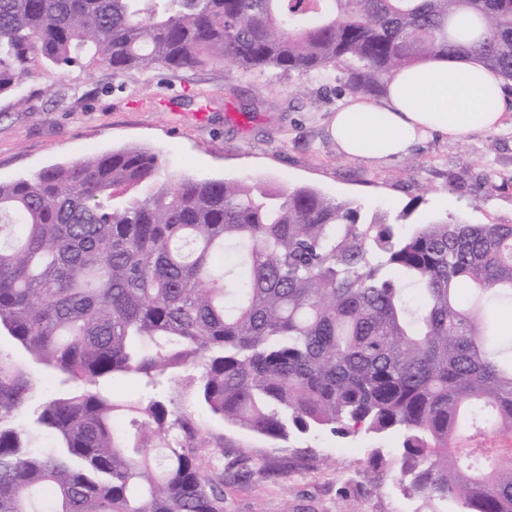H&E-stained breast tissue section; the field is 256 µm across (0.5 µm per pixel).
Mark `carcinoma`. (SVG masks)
<instances>
[{"label": "carcinoma", "instance_id": "carcinoma-1", "mask_svg": "<svg viewBox=\"0 0 512 512\" xmlns=\"http://www.w3.org/2000/svg\"><path fill=\"white\" fill-rule=\"evenodd\" d=\"M460 14L477 19L455 28ZM465 54L512 82V0H0V95L41 60L114 76L245 70L379 93ZM512 224L402 232L309 187L160 177L128 147L0 182V512H224V445L158 391L201 367L198 403L273 440L403 433L398 479L464 512H512V451L462 454L463 426L512 435ZM60 387L20 418L29 368ZM136 379L134 398L108 384Z\"/></svg>", "mask_w": 512, "mask_h": 512}]
</instances>
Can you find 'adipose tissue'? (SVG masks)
I'll return each mask as SVG.
<instances>
[{"instance_id":"obj_1","label":"adipose tissue","mask_w":512,"mask_h":512,"mask_svg":"<svg viewBox=\"0 0 512 512\" xmlns=\"http://www.w3.org/2000/svg\"><path fill=\"white\" fill-rule=\"evenodd\" d=\"M503 79L482 63L449 56L398 71L379 100L349 97L333 115L330 132L351 159L391 160L433 133L458 139L503 126Z\"/></svg>"}]
</instances>
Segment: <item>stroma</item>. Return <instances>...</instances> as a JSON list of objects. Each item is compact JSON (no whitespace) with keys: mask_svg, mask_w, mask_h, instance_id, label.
<instances>
[{"mask_svg":"<svg viewBox=\"0 0 512 512\" xmlns=\"http://www.w3.org/2000/svg\"><path fill=\"white\" fill-rule=\"evenodd\" d=\"M345 84L341 67L325 81L220 63L120 79L94 68L76 80L38 62L14 93L0 95V181L144 145L165 176L308 185L370 215L406 212L411 225L450 217L512 224V127L458 140L435 133L394 161L350 160L328 130L351 95ZM193 376L181 372L163 395L194 414L203 437L223 442L224 512H462L460 503L400 483L398 433L272 440L196 406Z\"/></svg>","mask_w":512,"mask_h":512,"instance_id":"1","label":"stroma"}]
</instances>
